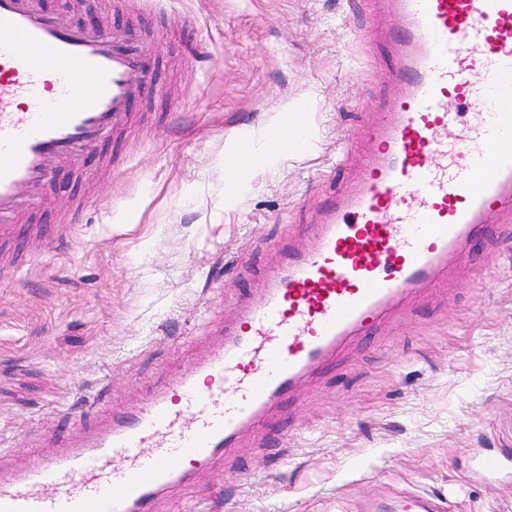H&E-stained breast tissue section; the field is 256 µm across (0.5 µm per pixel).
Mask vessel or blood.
<instances>
[{"label":"vessel or blood","mask_w":512,"mask_h":512,"mask_svg":"<svg viewBox=\"0 0 512 512\" xmlns=\"http://www.w3.org/2000/svg\"><path fill=\"white\" fill-rule=\"evenodd\" d=\"M402 29L395 92L368 130L358 181L323 209L311 246L289 252L264 296L224 328L203 364L161 378L64 450L0 471V512H152L194 468L411 295L451 274L490 214L512 217V0H390ZM34 57L22 56V48ZM140 31L89 33L38 0H0V246L44 203L54 165L79 164L151 92ZM512 480V452L481 456ZM355 512H445L405 494Z\"/></svg>","instance_id":"1"}]
</instances>
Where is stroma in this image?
<instances>
[{"instance_id": "35a3bbf8", "label": "stroma", "mask_w": 512, "mask_h": 512, "mask_svg": "<svg viewBox=\"0 0 512 512\" xmlns=\"http://www.w3.org/2000/svg\"><path fill=\"white\" fill-rule=\"evenodd\" d=\"M43 7L140 29L158 56L130 126L61 166L24 221L30 269L0 282L5 469L204 359L263 273L309 245L320 205L367 158L398 24L385 0ZM299 120L304 146L274 152L273 133ZM236 158L251 170L241 185L224 178ZM490 227L473 267L402 306L155 512H348L403 490L448 512H512V482L470 477L475 457L512 450V223Z\"/></svg>"}]
</instances>
